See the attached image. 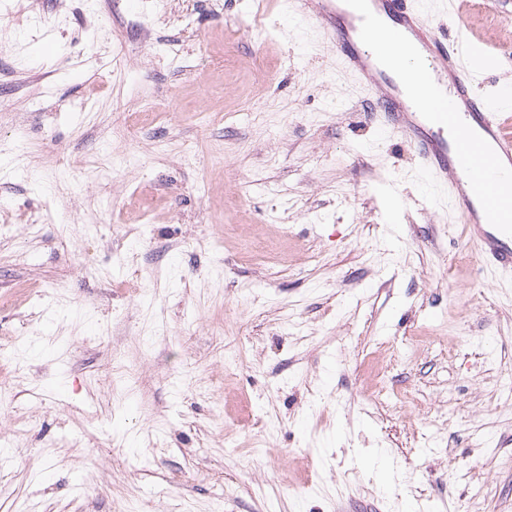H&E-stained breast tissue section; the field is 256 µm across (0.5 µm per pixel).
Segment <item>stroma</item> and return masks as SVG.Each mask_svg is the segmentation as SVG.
Here are the masks:
<instances>
[{"mask_svg":"<svg viewBox=\"0 0 512 512\" xmlns=\"http://www.w3.org/2000/svg\"><path fill=\"white\" fill-rule=\"evenodd\" d=\"M0 48V512H502L512 277L289 0H43ZM512 83V0L434 5ZM159 113L158 138L134 115Z\"/></svg>","mask_w":512,"mask_h":512,"instance_id":"1","label":"stroma"}]
</instances>
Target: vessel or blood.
Segmentation results:
<instances>
[{"instance_id":"vessel-or-blood-1","label":"vessel or blood","mask_w":512,"mask_h":512,"mask_svg":"<svg viewBox=\"0 0 512 512\" xmlns=\"http://www.w3.org/2000/svg\"><path fill=\"white\" fill-rule=\"evenodd\" d=\"M344 69L380 91L378 127L414 151L427 185L442 190L477 260L512 276V135L499 100L478 97L470 69L474 37L458 21L445 38L416 0H296Z\"/></svg>"}]
</instances>
